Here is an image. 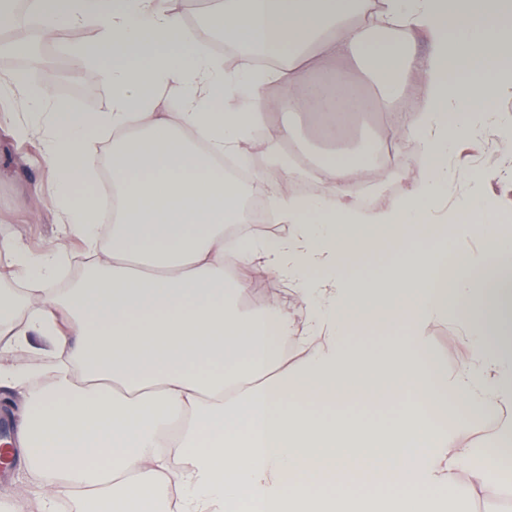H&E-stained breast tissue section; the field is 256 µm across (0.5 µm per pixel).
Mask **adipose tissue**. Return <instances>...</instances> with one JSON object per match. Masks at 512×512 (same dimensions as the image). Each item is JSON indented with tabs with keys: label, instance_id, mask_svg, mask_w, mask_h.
<instances>
[{
	"label": "adipose tissue",
	"instance_id": "obj_1",
	"mask_svg": "<svg viewBox=\"0 0 512 512\" xmlns=\"http://www.w3.org/2000/svg\"><path fill=\"white\" fill-rule=\"evenodd\" d=\"M27 5L45 39L62 20L95 25L75 58L112 89L96 114L72 111L50 85L24 89L50 110L43 158L62 235L94 256L60 290L64 247L35 257L0 238V355L52 360L0 364V385L24 394L15 443L39 480L38 512L68 495L99 512H472L479 490L512 484L499 467L512 454V250L476 224L474 197L445 204L457 144L492 131L512 153V114L495 108L512 95V0H217L224 41L255 55L235 70L194 47L172 0ZM322 59L356 62L381 112L395 90L415 89L416 112L393 137L415 144L420 173L388 207L362 211L352 162L319 163L326 192L302 197L281 187L293 160L272 155L250 189L279 230L239 238L227 260L243 192L217 159L247 161L267 113H323L324 137L338 141L366 107L343 73L311 78ZM170 89L173 109L160 111ZM107 130L121 207L105 247L87 185ZM472 236L486 237L484 251L451 277L447 252L413 247ZM397 250L398 263L365 274ZM250 269L292 285L296 305L241 308ZM18 275L25 288L13 287ZM434 325L470 350L455 371L430 347ZM366 336L382 338L378 352L355 347ZM394 402L383 423L350 412ZM487 434L494 447H478ZM101 453L109 467L91 465ZM51 362L50 358L38 352L29 350H17L4 357L3 363L13 365L21 369L45 366Z\"/></svg>",
	"mask_w": 512,
	"mask_h": 512
}]
</instances>
